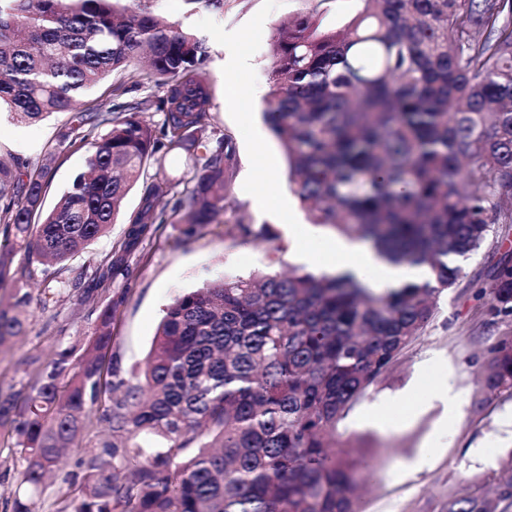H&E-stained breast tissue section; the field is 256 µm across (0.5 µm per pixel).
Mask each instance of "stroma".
I'll return each mask as SVG.
<instances>
[{"label":"stroma","instance_id":"1","mask_svg":"<svg viewBox=\"0 0 512 512\" xmlns=\"http://www.w3.org/2000/svg\"><path fill=\"white\" fill-rule=\"evenodd\" d=\"M141 7L191 30L207 47L204 69L212 100L206 123L215 136L234 148V177L218 223L200 234L185 236L180 225L156 224L131 248L121 271L112 278L111 295L92 292L76 303L68 288L46 295L40 280L30 281L27 307L31 328L12 347L0 352V389L26 392L30 357H54L81 348L92 339L103 305L112 307V344L107 355L117 379L133 386L145 367L163 307L176 296L225 273L246 274L275 268L294 269L293 242L283 232L287 210L276 220L260 217L243 195L244 186L276 196L293 195L287 159L263 118L266 92L273 86L274 43L279 25L307 7L305 0H224L223 14L203 0H141ZM121 94H113L115 86ZM166 91L146 76L113 75L87 93L83 107L107 102H148L147 119L160 121L154 104ZM66 115L54 114L36 123H19L0 114V155L30 164L42 162L56 147L54 177L44 200L52 208L71 178L85 164L82 148L59 147ZM141 193L132 189L109 233L70 259L69 270L100 262L128 238L140 209ZM265 229L267 238L243 242L242 227ZM500 256L487 246L460 260V277L445 292L434 319L390 370L351 410L340 441L357 455L372 459L360 502L364 512H445L448 495L463 490L469 478L496 484L512 456V396L482 400L480 379L485 351L501 331L490 323L484 301L487 274ZM456 396L455 409L431 397L441 383ZM109 434L107 422L70 448L39 494L20 483L22 457L13 438L0 434V512H12L15 498H33L37 512H50L57 495L78 487L84 471L78 459L96 452Z\"/></svg>","mask_w":512,"mask_h":512}]
</instances>
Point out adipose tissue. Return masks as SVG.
Here are the masks:
<instances>
[{"label":"adipose tissue","mask_w":512,"mask_h":512,"mask_svg":"<svg viewBox=\"0 0 512 512\" xmlns=\"http://www.w3.org/2000/svg\"><path fill=\"white\" fill-rule=\"evenodd\" d=\"M295 258L319 274L352 275L378 293L420 281L427 275L425 267L390 264L373 250L347 239L331 240L327 260L316 261L311 253L301 248L296 250Z\"/></svg>","instance_id":"adipose-tissue-1"}]
</instances>
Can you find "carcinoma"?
<instances>
[{
  "instance_id": "obj_1",
  "label": "carcinoma",
  "mask_w": 512,
  "mask_h": 512,
  "mask_svg": "<svg viewBox=\"0 0 512 512\" xmlns=\"http://www.w3.org/2000/svg\"><path fill=\"white\" fill-rule=\"evenodd\" d=\"M119 0H0V107L35 122L70 114L58 146H90L52 210V157L0 159V347L26 332L29 296L106 236L123 199L162 149L194 155L186 194L143 182L141 210L113 256L67 285L81 303L122 268L154 224L188 237L218 223L232 182L229 142L205 135L210 78L204 43ZM276 36L265 120L312 224L359 240L432 279L376 294L340 275L296 269L228 273L163 309L144 384L103 382L112 303L77 359L64 350L24 397L0 390V429L21 447L33 493L65 449L99 422L112 439L84 465L55 512H361L356 489L372 465L336 445L354 405L433 320L459 278L454 257L512 235V0H357L341 29L317 19L323 0ZM148 63L168 87L161 126L142 108L78 102L113 73ZM22 261L13 266L15 253ZM489 321H512V252L489 278ZM125 388L95 417L102 395ZM512 397V331L487 347L481 381ZM445 512H512V477L448 494Z\"/></svg>"
}]
</instances>
